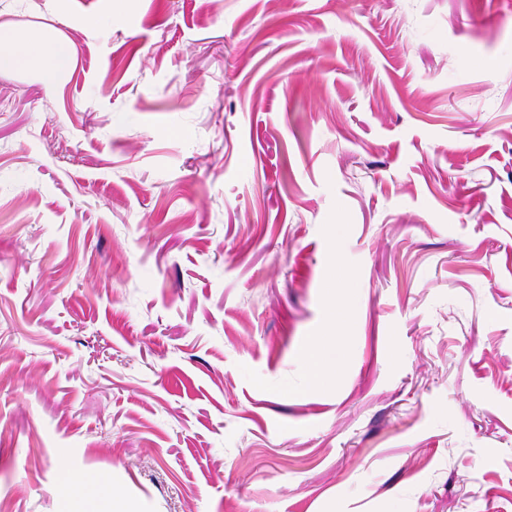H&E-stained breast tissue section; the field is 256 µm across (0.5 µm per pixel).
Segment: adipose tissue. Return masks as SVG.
<instances>
[{
	"mask_svg": "<svg viewBox=\"0 0 512 512\" xmlns=\"http://www.w3.org/2000/svg\"><path fill=\"white\" fill-rule=\"evenodd\" d=\"M70 58V48L65 42L48 38L41 31L21 34L0 27L1 70L37 67L46 75L56 77L67 69ZM62 484L78 500L80 512H104L103 504L108 497L104 479L67 472L62 476Z\"/></svg>",
	"mask_w": 512,
	"mask_h": 512,
	"instance_id": "1",
	"label": "adipose tissue"
}]
</instances>
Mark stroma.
Masks as SVG:
<instances>
[{
	"label": "stroma",
	"instance_id": "35a3bbf8",
	"mask_svg": "<svg viewBox=\"0 0 512 512\" xmlns=\"http://www.w3.org/2000/svg\"><path fill=\"white\" fill-rule=\"evenodd\" d=\"M1 26L71 64L0 70V512H512V0ZM337 336H318L314 341L306 343L301 355L308 359L315 369L324 364H335L339 356L336 346ZM62 484L78 500L80 512H112L103 509L108 497V485L103 478L65 472Z\"/></svg>",
	"mask_w": 512,
	"mask_h": 512
}]
</instances>
